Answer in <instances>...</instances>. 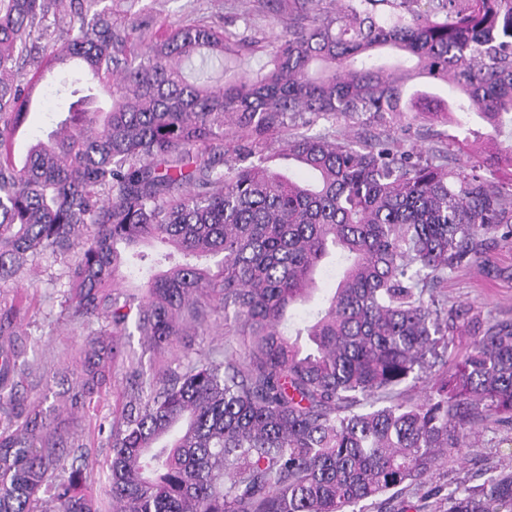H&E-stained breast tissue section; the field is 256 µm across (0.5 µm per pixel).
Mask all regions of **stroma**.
<instances>
[{
    "label": "stroma",
    "mask_w": 512,
    "mask_h": 512,
    "mask_svg": "<svg viewBox=\"0 0 512 512\" xmlns=\"http://www.w3.org/2000/svg\"><path fill=\"white\" fill-rule=\"evenodd\" d=\"M115 22L132 23L149 31L176 23L206 24L223 28L224 74L238 77L259 69L269 58L275 37L291 24L290 0H112ZM65 97L42 88L27 124L15 136L16 154H24L28 143L46 134L57 113L66 111ZM303 134L327 133L360 140L368 136L398 138L406 147L421 150L424 157L447 161L457 169H469L472 157L467 148L449 142L446 125L416 120L385 126L363 124L355 118H338L336 123L319 119L303 127ZM74 254L40 260L39 277H24L18 287L27 289L32 311L24 323L26 357L42 367V376L29 390L30 399L41 401L55 424L81 445L83 477L97 492H104L108 462L112 455L107 436L99 430L126 401L128 384L121 367H114L103 389L97 410H74L69 403L72 380L66 379L73 357L93 341L94 329L70 321L63 304L62 276ZM433 295L440 313L459 312L456 330L448 331V351L459 356L470 346L466 327L469 318L484 321H512V241L487 242L482 268L450 273ZM512 470V429L482 432L478 442L462 448L423 478L421 483L403 485L388 505L367 501L353 512H445L448 491L482 483L485 472Z\"/></svg>",
    "instance_id": "stroma-1"
}]
</instances>
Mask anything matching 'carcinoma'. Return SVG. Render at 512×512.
Wrapping results in <instances>:
<instances>
[{"label":"carcinoma","instance_id":"carcinoma-1","mask_svg":"<svg viewBox=\"0 0 512 512\" xmlns=\"http://www.w3.org/2000/svg\"><path fill=\"white\" fill-rule=\"evenodd\" d=\"M272 68L218 82L224 31L161 30L142 48L112 0H0V287L29 261L80 252L64 272L71 320L109 337L79 361L70 405L89 406L119 363L129 400L108 424L109 501L65 470L72 437L21 393L36 365L19 328L27 296L0 290V512H346L414 484L479 426L512 428V322H472L462 358L415 403L394 393L448 350L424 294L480 263L512 228V185L435 164L394 139L296 133L270 165L266 137L312 119L401 116L512 124V0H297ZM73 101L14 155L46 68ZM460 95L448 108L432 89ZM244 159L224 162V130ZM160 243L144 294L122 270ZM346 255L326 306L287 337L324 260ZM237 347L148 373L123 350L134 326L156 353L218 311ZM447 512H512V471L448 492Z\"/></svg>","mask_w":512,"mask_h":512}]
</instances>
